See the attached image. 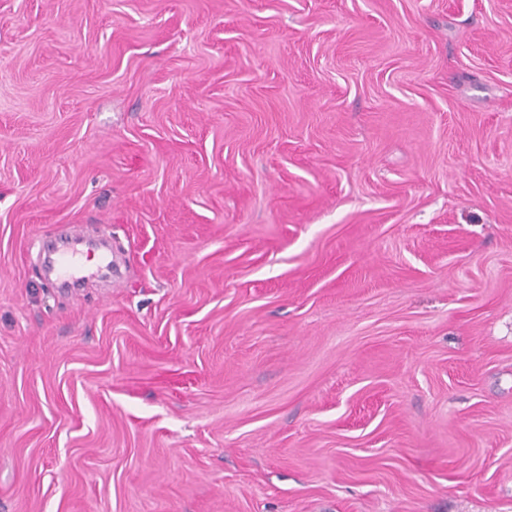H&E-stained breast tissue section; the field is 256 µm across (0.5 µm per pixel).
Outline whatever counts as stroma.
<instances>
[{
  "label": "stroma",
  "mask_w": 512,
  "mask_h": 512,
  "mask_svg": "<svg viewBox=\"0 0 512 512\" xmlns=\"http://www.w3.org/2000/svg\"><path fill=\"white\" fill-rule=\"evenodd\" d=\"M0 512H512V0H0Z\"/></svg>",
  "instance_id": "35a3bbf8"
}]
</instances>
